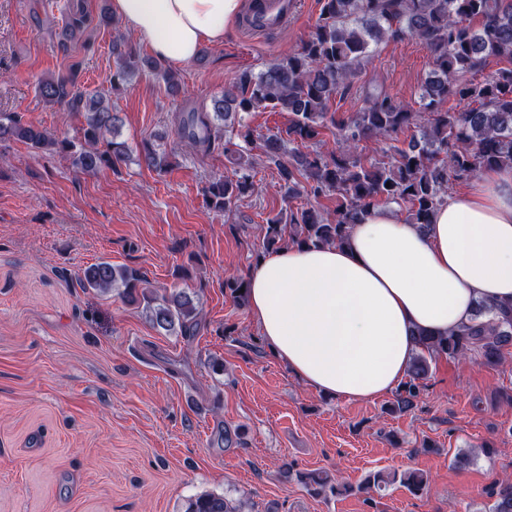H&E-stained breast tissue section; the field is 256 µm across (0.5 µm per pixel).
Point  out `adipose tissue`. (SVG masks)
I'll use <instances>...</instances> for the list:
<instances>
[{"label": "adipose tissue", "instance_id": "1", "mask_svg": "<svg viewBox=\"0 0 512 512\" xmlns=\"http://www.w3.org/2000/svg\"><path fill=\"white\" fill-rule=\"evenodd\" d=\"M242 0H112L113 15L173 65L219 42ZM249 312L288 371L338 399H373L404 380L433 335L477 302L512 303V169L449 196L427 229L374 209L340 247H292L247 274Z\"/></svg>", "mask_w": 512, "mask_h": 512}]
</instances>
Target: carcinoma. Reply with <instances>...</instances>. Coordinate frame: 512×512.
Returning a JSON list of instances; mask_svg holds the SVG:
<instances>
[{
	"label": "carcinoma",
	"mask_w": 512,
	"mask_h": 512,
	"mask_svg": "<svg viewBox=\"0 0 512 512\" xmlns=\"http://www.w3.org/2000/svg\"><path fill=\"white\" fill-rule=\"evenodd\" d=\"M315 32L299 48L254 74L242 72L224 95L212 99L211 111L192 112L181 118L178 137L195 149L209 153L224 147L234 165L233 176L214 177L205 187L212 208L234 214L238 202L255 191L256 161L235 144L221 141L224 128H241L244 141L252 132L245 123L251 112H286L291 116L286 133L271 132L263 138L262 153L277 166L286 200L306 194L315 200L336 199L328 217L314 208L281 212L267 221L257 257L293 245L341 246L350 226L360 223L370 210L394 204L405 220L422 227L448 198L453 182L492 168H512V0H320ZM415 38L432 56V69L421 86L422 111L411 112L400 100L377 92L368 106L347 117H336L330 104L352 87L369 63L373 48L389 40ZM116 70L110 79L115 90L132 66V53L122 41H112ZM504 60L484 83L466 82L465 74L488 59ZM77 68L40 82L39 92L48 103L69 112L84 113L85 125L78 141L59 139L15 115L0 113V142L17 140L39 154H64L85 172L116 167L128 155L125 143L116 140L118 118L105 91L82 93L75 89ZM468 98L474 107L464 111L445 109L452 98ZM421 119L408 143L398 135ZM336 130L340 152L287 149L296 141H317L329 129ZM362 142L383 144L389 161L369 160L357 152ZM288 161H283V156ZM140 161L158 172L170 167L168 154L145 144ZM80 287L102 293L120 289L129 304L142 309L160 331L175 329L188 336L198 327L197 292L174 289L164 293L149 286L136 268L101 261L85 268ZM246 280L224 279V292L243 306L247 303ZM419 353L413 358L408 378L400 384L392 409L406 412L419 397L433 361L440 357L461 360L471 354L480 363L497 367L512 347V304L490 307L478 303L469 324L446 335L417 333ZM299 480L318 494H337L338 485L313 471ZM400 482L410 493L422 492L428 477L416 471L369 475L359 490H380ZM488 512H512V482L497 484L490 493ZM183 512H245V504L224 495L203 493L188 498Z\"/></svg>",
	"instance_id": "obj_1"
}]
</instances>
